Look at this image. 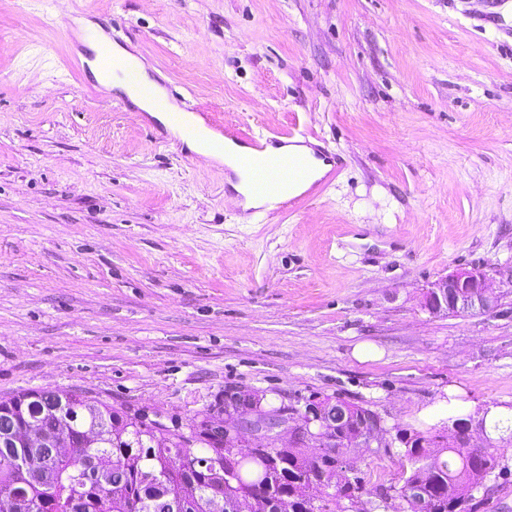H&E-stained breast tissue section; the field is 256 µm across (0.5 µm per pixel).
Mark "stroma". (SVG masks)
I'll use <instances>...</instances> for the list:
<instances>
[{
  "label": "stroma",
  "instance_id": "stroma-1",
  "mask_svg": "<svg viewBox=\"0 0 512 512\" xmlns=\"http://www.w3.org/2000/svg\"><path fill=\"white\" fill-rule=\"evenodd\" d=\"M68 18L243 135L306 131L338 175L246 217L223 163L91 90ZM508 264L512 0H0V397L184 428L241 387L444 435L454 411L512 415V285L486 313L423 294ZM347 460L385 512L400 447ZM474 498L512 512V449Z\"/></svg>",
  "mask_w": 512,
  "mask_h": 512
}]
</instances>
